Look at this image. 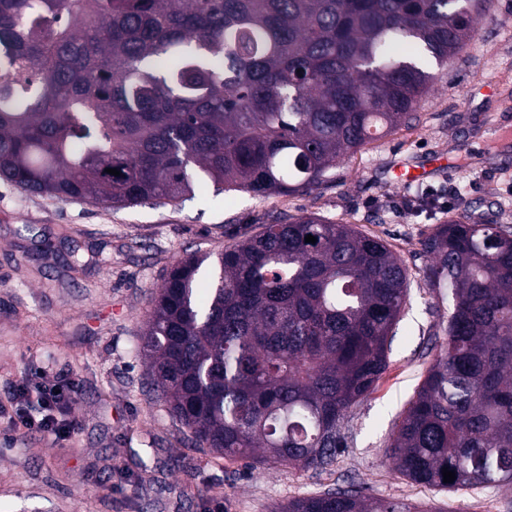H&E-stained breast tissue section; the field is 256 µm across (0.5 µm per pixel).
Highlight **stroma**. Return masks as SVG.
<instances>
[{
    "label": "stroma",
    "mask_w": 512,
    "mask_h": 512,
    "mask_svg": "<svg viewBox=\"0 0 512 512\" xmlns=\"http://www.w3.org/2000/svg\"><path fill=\"white\" fill-rule=\"evenodd\" d=\"M475 28L422 99L414 127L368 144L307 195L207 185L176 206L113 210L0 181V402L36 370L77 387L76 427L62 440L0 417V512H272L336 488L443 512H512L511 488L416 484L384 453L448 319L423 277L422 240L467 205L492 204L512 225V0H494ZM439 156L448 170L431 169ZM400 162L429 175L394 183ZM425 193L437 195V207L409 210ZM310 213L383 238L408 269L409 297L389 367L355 409L333 467L251 470L191 444L153 392L137 347L152 298L178 258L221 252L239 233Z\"/></svg>",
    "instance_id": "obj_1"
}]
</instances>
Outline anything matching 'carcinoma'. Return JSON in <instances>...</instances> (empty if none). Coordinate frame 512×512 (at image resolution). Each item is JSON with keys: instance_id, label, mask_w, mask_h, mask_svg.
<instances>
[{"instance_id": "carcinoma-1", "label": "carcinoma", "mask_w": 512, "mask_h": 512, "mask_svg": "<svg viewBox=\"0 0 512 512\" xmlns=\"http://www.w3.org/2000/svg\"><path fill=\"white\" fill-rule=\"evenodd\" d=\"M490 4L0 0V180L106 208L179 203L208 182L309 193L414 125L432 69ZM422 250L448 322L385 455L415 483L498 486L512 472V229L465 208ZM408 290L380 237L315 214L278 220L178 260L140 352L192 444L324 471L388 367ZM273 512L439 510L334 489Z\"/></svg>"}]
</instances>
